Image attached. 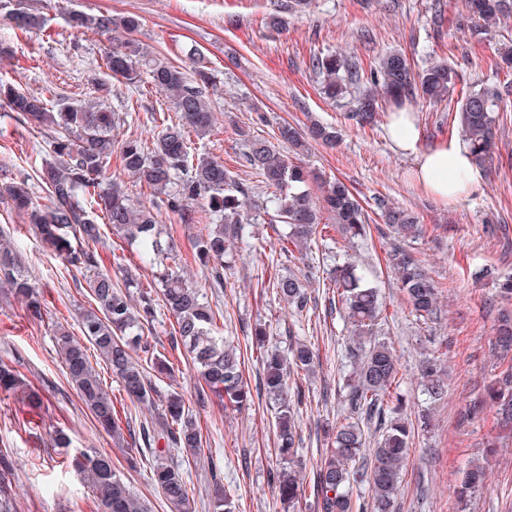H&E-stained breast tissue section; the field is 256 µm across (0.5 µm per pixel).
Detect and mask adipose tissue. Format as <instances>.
<instances>
[{"instance_id":"adipose-tissue-1","label":"adipose tissue","mask_w":512,"mask_h":512,"mask_svg":"<svg viewBox=\"0 0 512 512\" xmlns=\"http://www.w3.org/2000/svg\"><path fill=\"white\" fill-rule=\"evenodd\" d=\"M388 136L401 154L412 157L418 182L431 195L448 200L458 197L462 188L454 182V175L465 172L468 183H475L479 171L466 146L451 140L431 151L419 148V131L416 117L407 109L392 112L387 127Z\"/></svg>"}]
</instances>
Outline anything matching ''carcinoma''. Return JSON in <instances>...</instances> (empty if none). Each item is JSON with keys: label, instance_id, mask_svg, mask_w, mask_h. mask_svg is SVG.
<instances>
[{"label": "carcinoma", "instance_id": "1", "mask_svg": "<svg viewBox=\"0 0 512 512\" xmlns=\"http://www.w3.org/2000/svg\"><path fill=\"white\" fill-rule=\"evenodd\" d=\"M465 7L483 22L486 31L512 16V0H465ZM12 20L17 29L26 33L42 31L46 26L44 17L26 11L14 15ZM68 22L82 33L112 36V50L106 56V66L112 75L128 86H135L142 74L148 73L154 85L172 102L175 112L162 119V128L153 143L130 135L117 147L113 131L123 118L105 109L101 101L77 100L50 106L17 85L0 81V104L16 119L49 132L48 158L38 170L47 202L33 200L23 181L0 182V197L9 198L27 216L42 242L66 266L85 275L86 288L95 304L82 316V336L62 326L54 333L55 348L63 358L66 376L97 424L112 433L113 438L121 439L122 428L112 394L92 365L87 345L93 346L128 396L140 402L150 400L154 392L150 373L163 376L173 371L172 363L155 351L145 334L161 306L174 319L172 345L186 348L187 357L203 379L195 390L197 404L203 406L215 397L226 408L246 409L253 398L244 379L245 356L218 332L216 311L206 301L202 289L188 286L181 274L166 264L174 244L161 237L152 210L135 204L126 186L108 176L112 151L119 148L123 171L134 183L164 195L167 209L182 223L199 225L194 260L205 269L211 289L224 287V255L245 243L246 227L258 223L261 215L269 216L268 225L276 233L281 251L301 254L308 241L329 227L339 234L343 249L370 236L371 226L363 208L339 179L323 182L322 197H317L309 185L310 174L302 165L290 160L272 141L241 129L239 136L245 145L242 161L259 178L269 203L261 215L251 210L250 187L231 177L224 160L195 154L188 146L189 133L203 139L213 128L207 91L215 86V74L203 53L190 50L194 69L189 75L179 66L162 62L131 38L140 27L135 15L114 18L75 10L69 14ZM310 65L323 77L322 93L327 98L353 96L352 119L363 128L375 125L380 111L386 107L401 108L410 99L441 103L455 91L454 72L448 64L433 62L417 71L399 53H390L369 68L358 58L341 53L315 55ZM511 95V85H486L462 96L453 127L457 137L469 146L478 166L493 160L501 104ZM274 139L296 150L304 149L308 139L332 147L338 132L317 121L311 122L304 133L285 123L277 127ZM325 213L332 224L323 222ZM99 214L112 233L136 244L157 268L154 287L158 288L160 299H155L157 295H152V291L142 289L139 280L128 278L120 285L112 280L109 271L101 268L98 246L102 233L95 220ZM381 214L385 226L404 237L424 232L418 218L403 209L384 204ZM386 261L398 275L416 318L425 325L436 321L439 286L420 261L399 242L390 245ZM332 282L339 311L352 326L349 344L354 367L345 382L347 414L334 423H325L331 447L325 449V457L315 472L321 512H394L402 470L415 435V425L402 418V396L391 394L401 365L392 348L373 336L382 308L378 289L347 262L336 266ZM270 286L295 313L309 308L311 296L297 275L278 276ZM0 287L23 300L31 315H42L37 282L2 229ZM132 288L138 289L135 300L130 295ZM495 340L503 353L512 352L511 314L501 316ZM138 351L145 355L142 362L134 358ZM312 363L313 350L304 343L296 344L288 356L267 350L261 360L263 390L274 410L272 426L279 455L278 468L270 473V479L280 501L289 509L300 503L303 469L294 411L302 395L291 377L310 371ZM438 372L434 360L425 367V388L433 398L442 395L445 387ZM0 389L22 390L32 404L42 402L40 392L29 388L20 374L6 364L0 365ZM486 406L499 407L504 420L512 421V370L502 373L498 386L488 390L483 403L474 407L472 413L477 415ZM382 414L388 416L384 433L372 449L370 460L365 462L366 439L360 423ZM138 440L152 454L151 480L166 502L174 512H194L182 473L168 462L172 448L182 449L193 460L203 451L201 428L186 413L183 399L170 396L163 421L141 424ZM78 467L96 493L99 512H149L145 500L126 482L111 456L86 450L81 453ZM14 476L12 456L0 450V512H12ZM484 480V468L476 463L471 465L454 490L456 497L466 500L482 487ZM355 483L367 486L368 496L352 497L350 486ZM213 509L236 512V505L231 495L218 488Z\"/></svg>", "mask_w": 512, "mask_h": 512}]
</instances>
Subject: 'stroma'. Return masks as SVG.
Instances as JSON below:
<instances>
[{"mask_svg": "<svg viewBox=\"0 0 512 512\" xmlns=\"http://www.w3.org/2000/svg\"><path fill=\"white\" fill-rule=\"evenodd\" d=\"M23 8L43 15L46 29L21 32L0 10V79L16 80L22 89L54 104L87 98L96 83L107 84L108 109L128 115L116 131L121 140L131 135L153 140L158 132L156 113L170 111L171 105L150 80L134 88L113 78L105 64L106 37L74 32L67 12L139 15L142 26L136 40L188 72L193 69L189 50H201L217 76L209 91L215 126L209 137L192 139L190 147L223 159L236 179L252 186L253 203H261L263 189L239 164L243 145L238 128H250L268 139L282 121L301 126L313 117L336 128V146L311 144L302 157L304 167L348 184L370 217L378 216L382 202L417 214L424 233L409 240L407 247L440 286L441 319L428 328L416 321L395 273L385 263V238L376 234L349 250L351 259L381 290L384 307L374 331L391 344L399 359L397 390L407 400L409 418L425 409L432 415L430 428L415 435L397 512H512V424L502 425L494 408L477 416L470 413L487 387L512 367V360L501 357L493 345V327L503 310L512 309V300L500 298L490 278L494 272L512 274V99L500 114L494 169L481 172L462 196L443 201L419 185L412 159L393 148L388 115H381L376 126H357L348 117L352 101L324 99L321 80L309 67L312 55L331 51L357 55L367 66L397 51L419 68L429 59L448 63L461 88L510 84L512 71L497 62L501 45L512 42V19L491 32L478 33L476 22L466 17L464 0H318L313 11L287 17L281 28L268 23L274 0H23ZM438 9L448 18L447 27L440 30L431 22ZM410 108L416 114L421 150L447 141L445 128L453 121L456 101L435 106L414 102ZM260 111L266 123L256 122ZM47 150L44 136L10 114L0 115V180L27 181L34 197L45 199L36 170ZM132 196L153 209L163 237L174 241L175 263L188 283L203 286L205 275L193 260L196 225L181 223L161 195L150 190L137 187ZM1 226L12 230L45 299L43 316L35 319L24 302L0 289V364L13 367L44 396L42 407L33 409L19 395L0 391V448L10 450L16 462V512H98L92 487L72 465L74 455L84 449L111 454L114 465L133 490L149 500L153 512H170L150 481L148 459L136 446L116 447L98 430L67 382L55 351V325L79 333L80 313L90 306L81 274L69 272L11 202L0 198ZM335 252L334 243L320 237L306 256L280 257L281 271L310 274L314 307L302 318H295L272 289L258 287L261 270L245 252L230 257L223 290L208 296L212 308L224 316V336L248 352L245 374L250 387L258 386L262 371L260 353L251 343L255 327L265 326L271 348L284 351L289 343L301 340L316 352L314 373L297 379L304 393L297 424L306 464L298 512H318L314 473L328 446L322 424L343 412L344 376L350 371L345 342L351 328L330 305ZM99 253L115 280L129 274L144 282L152 278L136 245L126 240L106 235ZM485 269L490 272L486 278L481 275ZM172 322L165 309H158L152 343L175 371L155 381L152 403L131 400L92 349L88 355L93 366L134 429L161 416L167 394L182 395L207 440L198 462L185 463L176 449L170 453L183 467L195 512H211L209 492L217 481L233 495L237 512H287L269 481L279 460L273 449L274 411L266 397L254 398L241 412L216 399L198 406L199 378L183 350L171 345ZM433 357L440 359L446 373V391L438 400L429 397L421 382L422 368ZM59 430L69 434L70 447H55L53 438ZM474 460L484 466L486 480L462 502L454 489Z\"/></svg>", "mask_w": 512, "mask_h": 512, "instance_id": "obj_1", "label": "stroma"}]
</instances>
